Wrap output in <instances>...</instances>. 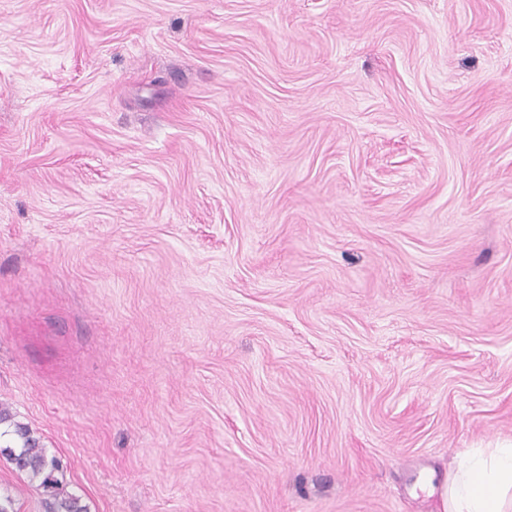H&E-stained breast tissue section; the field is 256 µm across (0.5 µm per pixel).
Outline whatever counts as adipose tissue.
<instances>
[{
	"mask_svg": "<svg viewBox=\"0 0 512 512\" xmlns=\"http://www.w3.org/2000/svg\"><path fill=\"white\" fill-rule=\"evenodd\" d=\"M440 497L443 512H512V445L458 455Z\"/></svg>",
	"mask_w": 512,
	"mask_h": 512,
	"instance_id": "1",
	"label": "adipose tissue"
}]
</instances>
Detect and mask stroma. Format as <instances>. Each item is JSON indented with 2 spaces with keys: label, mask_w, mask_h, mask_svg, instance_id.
Returning <instances> with one entry per match:
<instances>
[{
  "label": "stroma",
  "mask_w": 512,
  "mask_h": 512,
  "mask_svg": "<svg viewBox=\"0 0 512 512\" xmlns=\"http://www.w3.org/2000/svg\"><path fill=\"white\" fill-rule=\"evenodd\" d=\"M0 404L89 512H442L512 442V0H0Z\"/></svg>",
  "instance_id": "1"
}]
</instances>
